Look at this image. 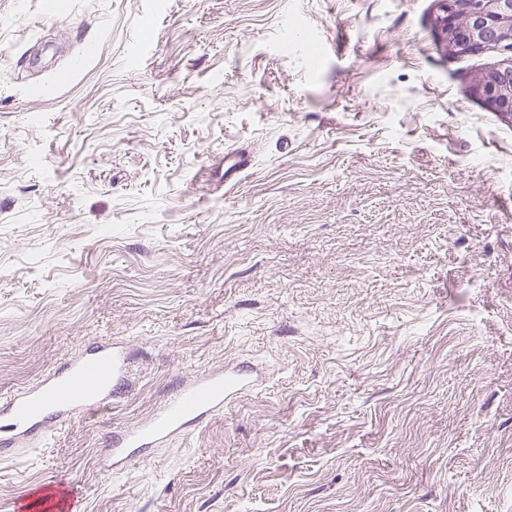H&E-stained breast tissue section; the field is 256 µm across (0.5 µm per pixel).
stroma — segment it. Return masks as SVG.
<instances>
[{"label": "stroma", "mask_w": 512, "mask_h": 512, "mask_svg": "<svg viewBox=\"0 0 512 512\" xmlns=\"http://www.w3.org/2000/svg\"><path fill=\"white\" fill-rule=\"evenodd\" d=\"M440 0H0V392L130 388L0 459V512H512V50ZM252 165L224 186L225 152ZM254 369L168 447L113 433ZM477 89L497 112L512 117V62L485 72Z\"/></svg>", "instance_id": "35a3bbf8"}]
</instances>
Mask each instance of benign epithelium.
I'll return each instance as SVG.
<instances>
[{"mask_svg": "<svg viewBox=\"0 0 512 512\" xmlns=\"http://www.w3.org/2000/svg\"><path fill=\"white\" fill-rule=\"evenodd\" d=\"M445 39L470 51L488 45L512 43V0H467L459 11L456 0H448L440 19ZM477 89L496 111L512 117V62L485 72Z\"/></svg>", "mask_w": 512, "mask_h": 512, "instance_id": "1", "label": "benign epithelium"}]
</instances>
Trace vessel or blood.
Here are the masks:
<instances>
[{
	"instance_id": "obj_1",
	"label": "vessel or blood",
	"mask_w": 512,
	"mask_h": 512,
	"mask_svg": "<svg viewBox=\"0 0 512 512\" xmlns=\"http://www.w3.org/2000/svg\"><path fill=\"white\" fill-rule=\"evenodd\" d=\"M251 165L249 155L225 153L224 184ZM130 368L122 344L103 342L68 360L25 390L0 394V457L14 453L17 439H48L63 422L111 405L129 384ZM249 373L205 370L184 383L150 418L112 437V464L125 466L133 457L170 442L188 428L205 423L234 396L252 387Z\"/></svg>"
}]
</instances>
